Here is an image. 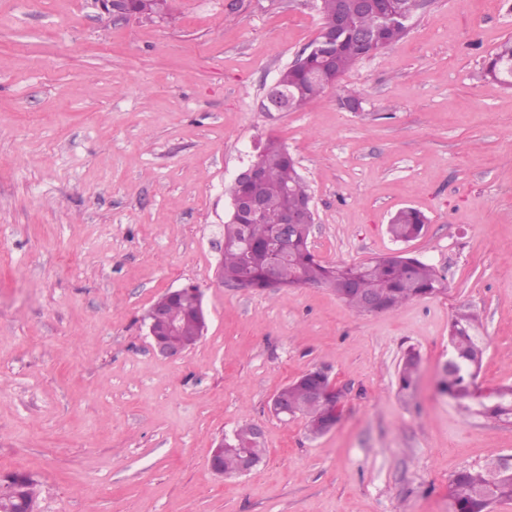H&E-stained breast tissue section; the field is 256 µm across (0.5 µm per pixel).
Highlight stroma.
<instances>
[{"mask_svg":"<svg viewBox=\"0 0 512 512\" xmlns=\"http://www.w3.org/2000/svg\"><path fill=\"white\" fill-rule=\"evenodd\" d=\"M320 27L316 0H170L154 21L0 0V484L29 474L38 512H454L456 473L512 456V423L438 391L466 307L477 388L512 384V90L482 70L512 0H420L320 99L261 111ZM270 136L313 197L320 260L406 253L447 291L359 313L328 288L215 287L229 188ZM407 206L426 230L397 243ZM188 285L208 331L169 359L144 316ZM316 368L342 416L313 438L270 401ZM246 422L264 459L216 474V438ZM425 221L426 217L420 210L403 207L391 216L387 230L395 242L408 243L423 234Z\"/></svg>","mask_w":512,"mask_h":512,"instance_id":"35a3bbf8","label":"stroma"}]
</instances>
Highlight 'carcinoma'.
I'll use <instances>...</instances> for the list:
<instances>
[{
    "label": "carcinoma",
    "mask_w": 512,
    "mask_h": 512,
    "mask_svg": "<svg viewBox=\"0 0 512 512\" xmlns=\"http://www.w3.org/2000/svg\"><path fill=\"white\" fill-rule=\"evenodd\" d=\"M320 16L326 21L342 10L351 11L354 0H319ZM355 25L365 30H378L380 51L402 39L409 25H388L379 13L368 11L354 15ZM363 59L358 43L349 38L336 48L332 67L336 78H341L356 62ZM484 75L512 88V39H507L489 58ZM281 88L294 99V109L318 99L327 89L315 73L290 66L278 77ZM259 161L265 177L261 192L267 200V208L259 222L240 224L229 221L224 224V281L229 282L245 274L256 288L264 287L265 259L263 247L267 244L272 226L280 223L283 205L293 206L308 195V189L298 172L297 164L288 148L275 138L259 141ZM425 215L418 209L403 207L391 216L387 230L396 242L408 243L419 238L425 229ZM310 232L299 227L292 239V255L281 267L283 287L319 286L336 289L343 281L354 283V290L342 297L357 312L366 311L364 297L371 291L382 299L386 309L425 296L437 295L446 290V278L436 269L420 260L407 256L381 255L356 264H326L318 260L309 248ZM195 297L186 295L168 301L171 314L180 324V331L171 340L184 341L193 346L199 341L200 329L192 313ZM477 316L459 313L450 323L449 340L452 347L451 364L441 381V389L455 395L465 409L468 402L478 406L477 413L507 422L512 420V385L504 386L483 396L476 392L475 379L484 353V338L478 335ZM418 359L408 355L399 370V386L402 390L413 388L416 380ZM288 397L293 415L305 420L307 431L315 423L324 420V404L309 397L305 383L294 380L282 388ZM249 448L259 458L266 448L253 439V426L239 425L224 436V473L236 474L239 466L237 449ZM450 494L459 512H490L498 501L512 500V470L491 472L485 466L467 468L455 475L450 483ZM36 502L34 481L23 473L10 476V483L0 489V512H26Z\"/></svg>",
    "instance_id": "carcinoma-1"
}]
</instances>
